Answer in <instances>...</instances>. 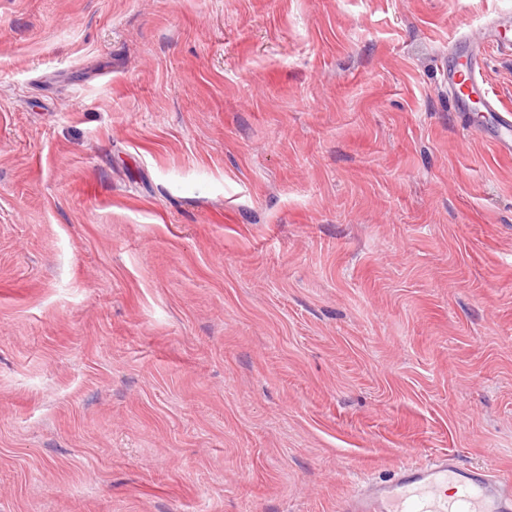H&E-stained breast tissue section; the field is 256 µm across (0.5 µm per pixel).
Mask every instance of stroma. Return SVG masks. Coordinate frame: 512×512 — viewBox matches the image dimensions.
Returning <instances> with one entry per match:
<instances>
[{
  "instance_id": "stroma-1",
  "label": "stroma",
  "mask_w": 512,
  "mask_h": 512,
  "mask_svg": "<svg viewBox=\"0 0 512 512\" xmlns=\"http://www.w3.org/2000/svg\"><path fill=\"white\" fill-rule=\"evenodd\" d=\"M503 15L0 0V512L512 476V154L442 82Z\"/></svg>"
}]
</instances>
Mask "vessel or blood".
<instances>
[{
  "label": "vessel or blood",
  "mask_w": 512,
  "mask_h": 512,
  "mask_svg": "<svg viewBox=\"0 0 512 512\" xmlns=\"http://www.w3.org/2000/svg\"><path fill=\"white\" fill-rule=\"evenodd\" d=\"M512 48V16L468 26L448 46L443 72L452 111L468 130L486 134L502 150L512 152V108L502 104L484 79L490 50ZM455 483L463 496L449 498ZM339 512H512V478L481 468L461 467L448 452L409 461L379 481L359 484Z\"/></svg>",
  "instance_id": "1"
}]
</instances>
